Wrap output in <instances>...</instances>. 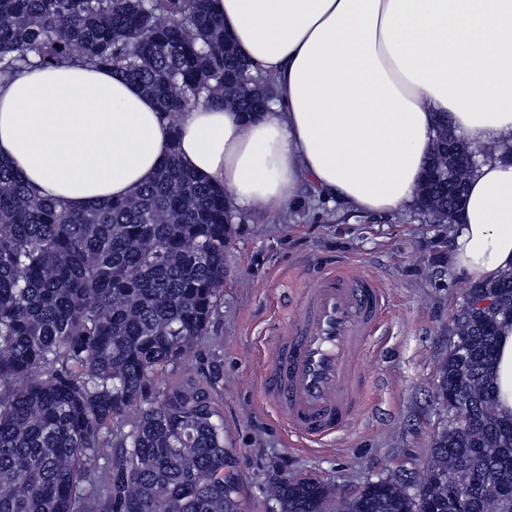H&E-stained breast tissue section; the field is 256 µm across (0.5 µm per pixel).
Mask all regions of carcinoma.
Returning a JSON list of instances; mask_svg holds the SVG:
<instances>
[{
  "instance_id": "carcinoma-1",
  "label": "carcinoma",
  "mask_w": 512,
  "mask_h": 512,
  "mask_svg": "<svg viewBox=\"0 0 512 512\" xmlns=\"http://www.w3.org/2000/svg\"><path fill=\"white\" fill-rule=\"evenodd\" d=\"M211 0H0V83L32 67H107L152 98L171 125L205 102L252 112L272 97L224 36ZM438 123L427 166L448 169ZM419 205L448 222V184ZM236 219L224 190L173 151L130 197L71 210L0 160V512H241L224 472V416L209 379L149 392L206 334L223 297ZM436 397V435L419 493L365 484L338 512H466L512 499V419L498 411L499 330L512 324V272L469 285ZM122 449L115 467L99 460ZM331 486L285 478L280 512H327Z\"/></svg>"
}]
</instances>
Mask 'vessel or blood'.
<instances>
[{
	"label": "vessel or blood",
	"mask_w": 512,
	"mask_h": 512,
	"mask_svg": "<svg viewBox=\"0 0 512 512\" xmlns=\"http://www.w3.org/2000/svg\"><path fill=\"white\" fill-rule=\"evenodd\" d=\"M387 314L380 282L356 267L322 272L292 293L262 374L263 399L291 434L321 445L362 413L364 359Z\"/></svg>",
	"instance_id": "vessel-or-blood-1"
}]
</instances>
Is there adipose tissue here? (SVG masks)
I'll return each mask as SVG.
<instances>
[{
	"instance_id": "1",
	"label": "adipose tissue",
	"mask_w": 512,
	"mask_h": 512,
	"mask_svg": "<svg viewBox=\"0 0 512 512\" xmlns=\"http://www.w3.org/2000/svg\"><path fill=\"white\" fill-rule=\"evenodd\" d=\"M252 73L272 76L264 112L201 105L170 127L111 70L61 64L0 84V159L42 195L81 210L154 180L178 152L244 211L297 185L368 215L416 201L438 117L481 150L512 147V0H214ZM456 272L512 271V162L480 160L449 229ZM499 412L512 416V326L498 340Z\"/></svg>"
}]
</instances>
